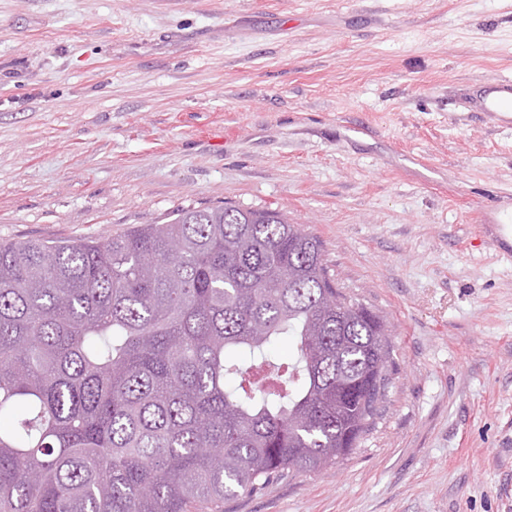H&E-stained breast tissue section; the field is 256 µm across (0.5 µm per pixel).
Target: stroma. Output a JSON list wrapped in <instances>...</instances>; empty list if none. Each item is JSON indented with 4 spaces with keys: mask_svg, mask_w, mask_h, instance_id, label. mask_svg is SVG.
<instances>
[{
    "mask_svg": "<svg viewBox=\"0 0 512 512\" xmlns=\"http://www.w3.org/2000/svg\"><path fill=\"white\" fill-rule=\"evenodd\" d=\"M512 0H0V243L287 213L384 320L348 458L224 512H512ZM483 112L490 113L503 127H512V77H504L482 87L473 97ZM512 219L507 218L499 223L492 221L493 224H480L478 225L479 232L487 234L495 238L500 245L503 246V254L512 256ZM511 245V250L510 249Z\"/></svg>",
    "mask_w": 512,
    "mask_h": 512,
    "instance_id": "obj_1",
    "label": "stroma"
}]
</instances>
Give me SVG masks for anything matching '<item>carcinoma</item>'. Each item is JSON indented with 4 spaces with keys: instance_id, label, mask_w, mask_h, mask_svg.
<instances>
[{
    "instance_id": "carcinoma-1",
    "label": "carcinoma",
    "mask_w": 512,
    "mask_h": 512,
    "mask_svg": "<svg viewBox=\"0 0 512 512\" xmlns=\"http://www.w3.org/2000/svg\"><path fill=\"white\" fill-rule=\"evenodd\" d=\"M326 293L320 240L276 210L0 245V512H224L348 457L391 347Z\"/></svg>"
}]
</instances>
